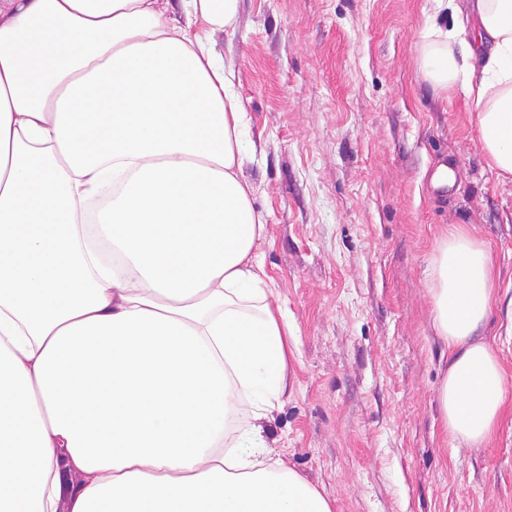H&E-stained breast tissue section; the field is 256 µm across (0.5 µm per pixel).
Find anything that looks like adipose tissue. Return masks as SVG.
<instances>
[{
  "label": "adipose tissue",
  "instance_id": "ef3b65f1",
  "mask_svg": "<svg viewBox=\"0 0 512 512\" xmlns=\"http://www.w3.org/2000/svg\"><path fill=\"white\" fill-rule=\"evenodd\" d=\"M0 0V512H333L271 461L294 336L255 248L246 110L213 48L237 0ZM421 66L512 175V0H472ZM121 261L92 272L87 200ZM501 286L458 226L432 260L451 442L487 444L512 382L482 336ZM79 474L70 482V474Z\"/></svg>",
  "mask_w": 512,
  "mask_h": 512
}]
</instances>
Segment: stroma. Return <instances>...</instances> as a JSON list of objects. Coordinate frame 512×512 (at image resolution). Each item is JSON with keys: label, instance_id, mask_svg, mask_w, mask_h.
Returning a JSON list of instances; mask_svg holds the SVG:
<instances>
[{"label": "stroma", "instance_id": "obj_1", "mask_svg": "<svg viewBox=\"0 0 512 512\" xmlns=\"http://www.w3.org/2000/svg\"><path fill=\"white\" fill-rule=\"evenodd\" d=\"M431 5L237 0L213 36L256 146V252L298 345L265 436L333 512H512V410L486 446L456 449L438 406L429 267L448 225L489 244L502 287L485 337L512 377V177L488 165L462 91L424 75ZM441 161L455 181L435 189Z\"/></svg>", "mask_w": 512, "mask_h": 512}]
</instances>
